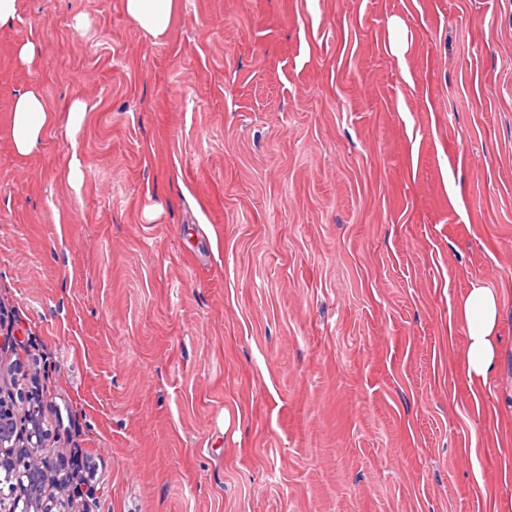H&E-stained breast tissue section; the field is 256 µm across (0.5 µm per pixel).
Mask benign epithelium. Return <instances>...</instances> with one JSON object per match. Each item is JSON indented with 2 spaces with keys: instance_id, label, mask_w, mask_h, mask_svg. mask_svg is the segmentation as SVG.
I'll use <instances>...</instances> for the list:
<instances>
[{
  "instance_id": "obj_1",
  "label": "benign epithelium",
  "mask_w": 512,
  "mask_h": 512,
  "mask_svg": "<svg viewBox=\"0 0 512 512\" xmlns=\"http://www.w3.org/2000/svg\"><path fill=\"white\" fill-rule=\"evenodd\" d=\"M46 402L44 391L31 385L24 370L15 374L12 391L0 390V470L10 468L7 482H0V512H52L46 487L34 486L30 471L17 466L21 460L44 475L56 468L54 457L38 454L46 441L42 424ZM97 495L90 480L73 479L67 486V497L83 506Z\"/></svg>"
}]
</instances>
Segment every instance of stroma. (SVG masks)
I'll return each instance as SVG.
<instances>
[{
  "instance_id": "1",
  "label": "stroma",
  "mask_w": 512,
  "mask_h": 512,
  "mask_svg": "<svg viewBox=\"0 0 512 512\" xmlns=\"http://www.w3.org/2000/svg\"><path fill=\"white\" fill-rule=\"evenodd\" d=\"M34 83L88 112L21 157ZM476 280L503 291L481 388L455 316ZM0 325V370L48 392L49 448L94 466L91 512H496L512 0H175L158 38L122 0H20Z\"/></svg>"
}]
</instances>
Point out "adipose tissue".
<instances>
[{
	"instance_id": "1",
	"label": "adipose tissue",
	"mask_w": 512,
	"mask_h": 512,
	"mask_svg": "<svg viewBox=\"0 0 512 512\" xmlns=\"http://www.w3.org/2000/svg\"><path fill=\"white\" fill-rule=\"evenodd\" d=\"M122 6L142 30L156 37L166 33L173 0H122ZM87 111L79 99L66 110H54L48 106L41 87L31 85L14 103L11 134L16 153L29 156L38 152L45 131L60 123L70 133H78ZM501 317L497 291L480 282L471 283L457 308V318L467 330L462 372L468 382L484 385L492 377L501 342Z\"/></svg>"
}]
</instances>
